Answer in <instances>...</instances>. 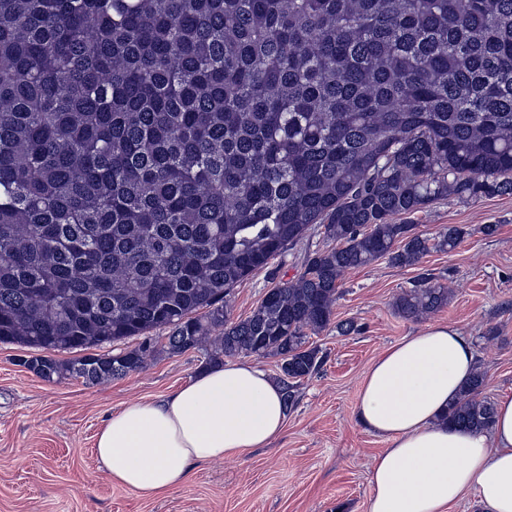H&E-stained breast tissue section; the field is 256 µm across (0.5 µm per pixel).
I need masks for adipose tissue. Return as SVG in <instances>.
Instances as JSON below:
<instances>
[{
  "mask_svg": "<svg viewBox=\"0 0 512 512\" xmlns=\"http://www.w3.org/2000/svg\"><path fill=\"white\" fill-rule=\"evenodd\" d=\"M476 365L471 340L449 324L403 337L371 363L357 419L389 446L371 468L368 512H448L470 490L484 512H512V396L498 399L489 429L442 421ZM285 420L282 390L257 365H214L161 402L114 411L95 455L110 480L157 497L197 464L266 446Z\"/></svg>",
  "mask_w": 512,
  "mask_h": 512,
  "instance_id": "ef3b65f1",
  "label": "adipose tissue"
}]
</instances>
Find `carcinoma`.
I'll use <instances>...</instances> for the list:
<instances>
[{"instance_id": "obj_1", "label": "carcinoma", "mask_w": 512, "mask_h": 512, "mask_svg": "<svg viewBox=\"0 0 512 512\" xmlns=\"http://www.w3.org/2000/svg\"><path fill=\"white\" fill-rule=\"evenodd\" d=\"M512 194V0H0V343L46 381L141 369L166 332L209 361L322 359L343 274L419 262L393 217ZM314 224L331 245L232 322L228 297ZM422 272L396 301L448 303ZM55 352L75 354L69 359ZM473 374L445 417L489 428Z\"/></svg>"}]
</instances>
